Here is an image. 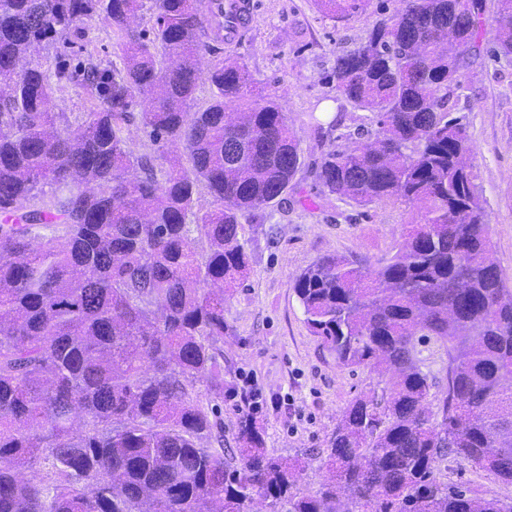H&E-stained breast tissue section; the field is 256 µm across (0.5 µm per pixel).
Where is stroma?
I'll use <instances>...</instances> for the list:
<instances>
[{
    "label": "stroma",
    "mask_w": 512,
    "mask_h": 512,
    "mask_svg": "<svg viewBox=\"0 0 512 512\" xmlns=\"http://www.w3.org/2000/svg\"><path fill=\"white\" fill-rule=\"evenodd\" d=\"M249 29L233 47L213 43L204 58L212 65L233 57L246 65L260 100L279 105L299 143L302 165L294 188L281 204L240 219L239 237L251 254L248 276L224 295L230 331L220 343L224 356L225 448L236 445L239 419L252 401L263 406L256 423L267 451L302 459L299 487L315 491L324 472V449L340 413L356 397L382 393L389 374L341 367L305 322L294 292L296 278L320 258L342 254L377 269L402 242L417 207L386 202L360 207L324 194L315 169L329 151L344 148L357 128H372L371 115L338 98L326 83L338 56L353 52L367 37L376 16L365 11L331 19L313 0H255ZM82 37L40 46L33 62L79 72L82 48H97L115 60L108 26H82ZM453 114L473 145L475 182L486 202L493 258L512 279V62L481 55L470 58L458 76ZM208 440V447H216ZM448 485L476 487L483 497L507 499L512 489L469 461L449 456L437 474Z\"/></svg>",
    "instance_id": "35a3bbf8"
}]
</instances>
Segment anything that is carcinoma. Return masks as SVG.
Wrapping results in <instances>:
<instances>
[{
    "instance_id": "obj_1",
    "label": "carcinoma",
    "mask_w": 512,
    "mask_h": 512,
    "mask_svg": "<svg viewBox=\"0 0 512 512\" xmlns=\"http://www.w3.org/2000/svg\"><path fill=\"white\" fill-rule=\"evenodd\" d=\"M150 2L141 29L143 0H0V512H254L258 500L512 512V498L437 479L453 453L512 488V287L448 92L477 48L483 0H401L394 12L387 0H314L333 18L379 15L328 76L377 129L327 153L316 178L358 206L400 201L420 218L374 271L332 254L296 278L307 328L337 364L392 374L389 394L345 408L312 494L297 489L302 462L270 455L247 416L230 456L202 444L223 430L212 400L224 396V289L250 260L239 217L292 189L298 143L284 112L253 100L245 65L203 68L220 41L206 32L209 0ZM498 2L486 52L512 59V0ZM96 17L122 64L84 49L86 111L56 112L65 65L12 69ZM202 81L215 92L196 108ZM133 126L159 156L130 149ZM45 184L58 193L40 205ZM201 187L216 207L196 208ZM423 340L448 354L435 408ZM40 461L44 477H21Z\"/></svg>"
}]
</instances>
